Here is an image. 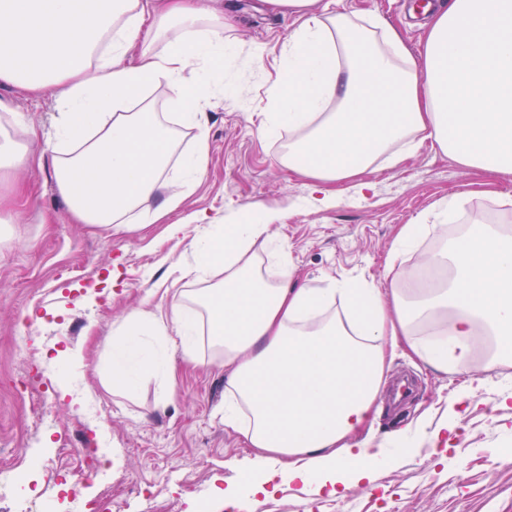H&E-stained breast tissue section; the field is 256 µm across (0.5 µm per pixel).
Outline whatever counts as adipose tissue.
<instances>
[{
  "label": "adipose tissue",
  "mask_w": 512,
  "mask_h": 512,
  "mask_svg": "<svg viewBox=\"0 0 512 512\" xmlns=\"http://www.w3.org/2000/svg\"><path fill=\"white\" fill-rule=\"evenodd\" d=\"M267 2L295 28L258 132H292L279 162L308 180L311 205L330 201L336 184L363 194L378 159L397 166L425 143L463 167L512 172V0H441L417 54L389 23L360 27L325 0ZM235 29L216 0H0V83L55 94L51 166L75 221L107 232L152 224L200 180L214 87L239 50ZM154 88L196 130L190 153L155 119ZM462 202L403 225L384 288L294 280L284 251L273 253L280 277L269 280L255 248L269 242L276 216L253 210L197 242V263L180 272L214 285L174 295L169 318L142 311L118 328L113 387L169 376V335L191 355L208 345L229 370L224 426L254 450L250 495L314 483L341 499L373 484L393 462L371 432L390 350L444 375L489 342L484 370L512 360L511 234L477 222L426 256L431 278L404 266Z\"/></svg>",
  "instance_id": "1"
}]
</instances>
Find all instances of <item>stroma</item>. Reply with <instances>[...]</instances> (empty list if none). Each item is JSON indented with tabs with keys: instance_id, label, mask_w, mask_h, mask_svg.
<instances>
[{
	"instance_id": "obj_1",
	"label": "stroma",
	"mask_w": 512,
	"mask_h": 512,
	"mask_svg": "<svg viewBox=\"0 0 512 512\" xmlns=\"http://www.w3.org/2000/svg\"><path fill=\"white\" fill-rule=\"evenodd\" d=\"M227 2L245 45L280 48L294 27L292 17L264 0ZM414 2L340 0L338 8L383 17L415 52L427 28L413 14ZM272 72L251 67L243 52L225 64L200 183L165 223L112 233L76 223L56 189L49 161L55 99L0 87V117L17 113L25 122L7 133L34 157L24 168L0 167V211L15 216L14 223H0V466L17 469L28 495L51 512H70V504L48 486V467L74 468L99 454L110 468L84 477L79 500L96 501L117 482L140 484L150 494L126 495L113 512H512V405L501 404L512 392V363L486 372L477 360L443 376L395 357L375 403L374 433L390 441L421 414L448 418L457 434L445 460L421 441L396 449L374 487L336 499L295 483L244 507L217 494L242 480L253 455L241 435L224 427L223 359L205 349L193 361L173 345L170 380L144 376L132 390H113L108 373L118 326L144 309L168 314L171 271L193 265L209 222L238 223L252 207L277 213L270 232L285 245L293 278L313 285L365 278L382 288L401 225L457 194H467L468 202L448 225L453 238L475 220L512 231V209L497 204L499 194H512V174L490 179L425 147L395 168L369 174L373 188L364 195L309 206L304 179L278 162L287 131L269 139L256 132ZM22 334L29 338L24 352L17 344ZM33 382L44 386L58 422L72 425L73 447H59L55 431L30 429ZM470 383L479 386L481 402L467 409L456 398ZM84 434L94 446H83Z\"/></svg>"
}]
</instances>
